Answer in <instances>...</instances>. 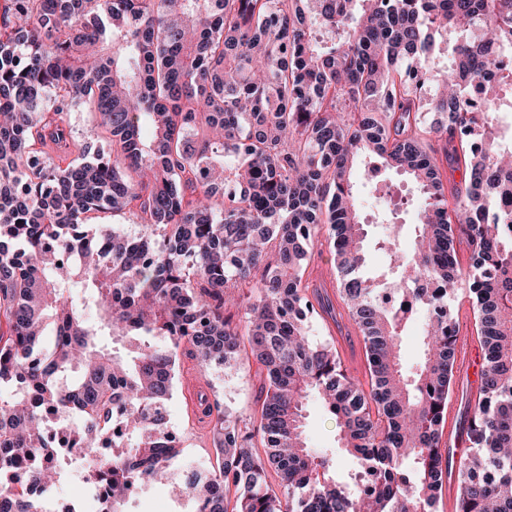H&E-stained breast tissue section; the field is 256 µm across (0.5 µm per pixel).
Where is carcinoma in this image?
Wrapping results in <instances>:
<instances>
[{
    "label": "carcinoma",
    "instance_id": "1",
    "mask_svg": "<svg viewBox=\"0 0 512 512\" xmlns=\"http://www.w3.org/2000/svg\"><path fill=\"white\" fill-rule=\"evenodd\" d=\"M505 49L512 0H0V512H37L38 489L61 479L43 464L45 414H77L72 447L88 455L118 409L111 453L85 470L106 512L159 480L208 512H431L448 478V290L463 279L484 364L457 510L512 512V87L492 76ZM85 102L106 133L94 148L66 118ZM440 153L464 168L451 193ZM382 169L423 204L414 224L397 202L383 212L379 284L354 173ZM90 213L132 214L140 232ZM324 225L368 391L309 338L313 315L336 316L304 280ZM417 314L410 379L401 348ZM240 323L265 373L266 459L202 397L224 440L216 465L187 467L160 429L179 349L203 372L233 369ZM311 395L355 460L346 474L308 447Z\"/></svg>",
    "mask_w": 512,
    "mask_h": 512
}]
</instances>
